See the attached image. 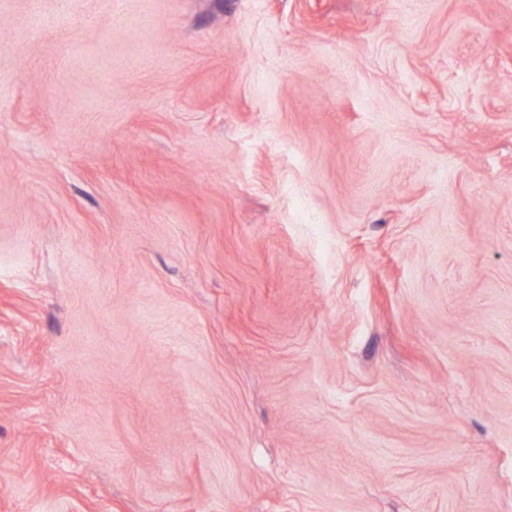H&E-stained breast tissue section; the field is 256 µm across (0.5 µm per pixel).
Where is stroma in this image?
I'll list each match as a JSON object with an SVG mask.
<instances>
[{
  "label": "stroma",
  "mask_w": 512,
  "mask_h": 512,
  "mask_svg": "<svg viewBox=\"0 0 512 512\" xmlns=\"http://www.w3.org/2000/svg\"><path fill=\"white\" fill-rule=\"evenodd\" d=\"M0 512H512V0H0Z\"/></svg>",
  "instance_id": "obj_1"
}]
</instances>
